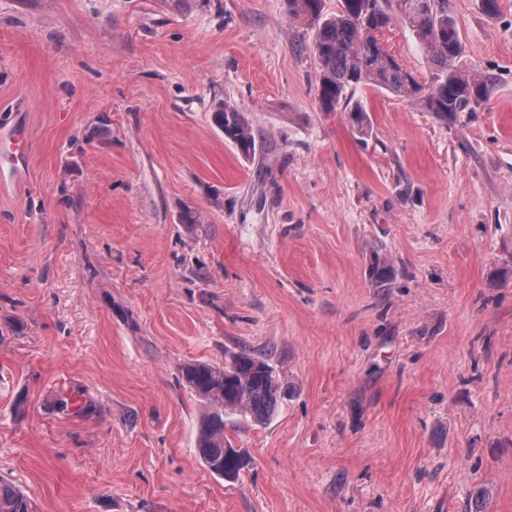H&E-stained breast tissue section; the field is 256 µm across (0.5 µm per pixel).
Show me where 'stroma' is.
Returning a JSON list of instances; mask_svg holds the SVG:
<instances>
[{"instance_id":"35a3bbf8","label":"stroma","mask_w":512,"mask_h":512,"mask_svg":"<svg viewBox=\"0 0 512 512\" xmlns=\"http://www.w3.org/2000/svg\"><path fill=\"white\" fill-rule=\"evenodd\" d=\"M500 4L448 0L488 101L443 121L363 86L361 134L322 110L286 0H0V125L32 143L0 190V475L37 512H467L480 487L512 512ZM382 39L427 81L408 27ZM242 352L289 394L266 424L227 419L250 457L227 481L180 368ZM213 119L224 131V136L237 145L246 158L255 156V140L245 112L237 106L219 103Z\"/></svg>"}]
</instances>
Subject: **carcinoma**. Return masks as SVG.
I'll return each mask as SVG.
<instances>
[{
    "mask_svg": "<svg viewBox=\"0 0 512 512\" xmlns=\"http://www.w3.org/2000/svg\"><path fill=\"white\" fill-rule=\"evenodd\" d=\"M291 16L317 25L314 54L321 66L319 101L327 111L350 104L348 91L361 85L385 90L435 114L441 120L486 101L491 80L458 67L463 53L459 30L448 14V0H340L339 11L323 15L322 0H288ZM400 21L412 31L431 65V78L419 82L382 46L383 31ZM213 119L224 136L247 158L255 156V140L245 112L231 104L215 106ZM394 268L376 261L375 283L383 287ZM181 377L204 406L196 449L204 466L226 480L236 479L248 458L224 434V418L239 416L256 424L268 422L284 397L274 367L247 353L222 366L187 362ZM0 512H35L30 498L10 479L0 476Z\"/></svg>",
    "mask_w": 512,
    "mask_h": 512,
    "instance_id": "cac0c4a2",
    "label": "carcinoma"
}]
</instances>
